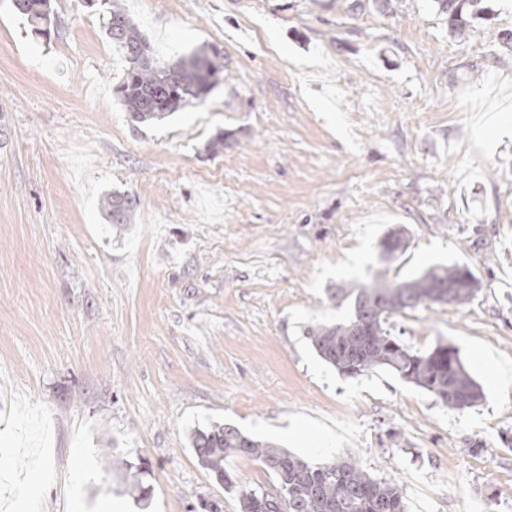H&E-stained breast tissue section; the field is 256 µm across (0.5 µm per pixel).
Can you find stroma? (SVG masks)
Segmentation results:
<instances>
[{"mask_svg":"<svg viewBox=\"0 0 512 512\" xmlns=\"http://www.w3.org/2000/svg\"><path fill=\"white\" fill-rule=\"evenodd\" d=\"M123 6L161 59L223 50L204 102L135 124L89 0H57L46 40L0 0V512H239L274 478L233 456L225 491L190 443L213 423L354 458L410 512H512V0L460 38L435 0ZM113 191L137 201L121 228ZM395 224L389 279L458 263L481 282L387 320L412 349L458 348L473 407L343 376L305 334L347 318L332 289L372 280ZM129 463L150 465L147 498ZM102 209L105 211L109 223L118 227L130 224L134 212V202L128 194L108 193L102 199ZM407 231L405 226L395 225L384 234L379 244L380 257L384 262H391L406 251L409 240Z\"/></svg>","mask_w":512,"mask_h":512,"instance_id":"stroma-1","label":"stroma"}]
</instances>
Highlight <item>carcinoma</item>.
<instances>
[{"label": "carcinoma", "mask_w": 512, "mask_h": 512, "mask_svg": "<svg viewBox=\"0 0 512 512\" xmlns=\"http://www.w3.org/2000/svg\"><path fill=\"white\" fill-rule=\"evenodd\" d=\"M99 2L106 34L125 61L115 94L132 122L161 121L193 101L202 102L224 78V56L217 47L166 62L155 55L119 0ZM478 2L436 0L439 10L448 15L450 31L460 35L471 19L479 17ZM11 4L39 36L48 35L55 24L52 0H11ZM102 209L109 223L126 225L131 222L134 202L125 193H108ZM407 244L405 226L388 229L380 241L381 259L392 261L406 251ZM480 288L481 282L465 265H436L401 282L378 273L368 284L332 293L334 298H352L350 316L341 323L310 326L306 335L317 355L343 376L354 378L386 369L448 408L464 410L478 403L483 393L458 349L439 342L428 352H414L390 335L386 323L391 313L414 310L427 302L464 304ZM191 445L200 466L228 492L235 487V479L225 468L230 457L250 456L274 475L275 489L282 490L283 496L275 499L264 489L241 491L239 512H408L398 483L371 477L352 458L315 464L219 423L193 431Z\"/></svg>", "instance_id": "carcinoma-1"}]
</instances>
